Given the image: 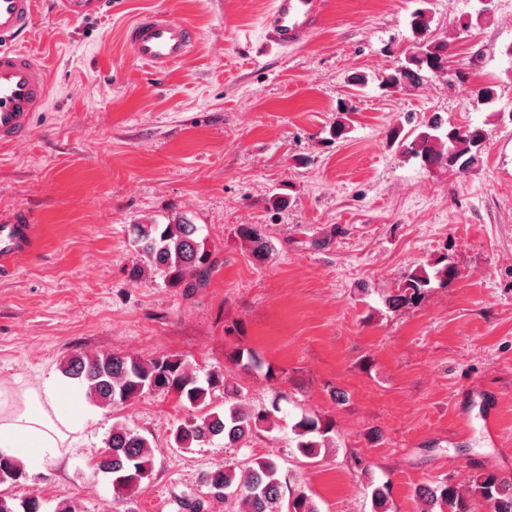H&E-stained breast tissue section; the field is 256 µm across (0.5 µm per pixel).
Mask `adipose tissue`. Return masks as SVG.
<instances>
[{"label":"adipose tissue","instance_id":"adipose-tissue-1","mask_svg":"<svg viewBox=\"0 0 512 512\" xmlns=\"http://www.w3.org/2000/svg\"><path fill=\"white\" fill-rule=\"evenodd\" d=\"M83 396V389L55 376L10 397L0 390V456L22 460L37 472L44 459L67 453L84 422L65 413L62 401Z\"/></svg>","mask_w":512,"mask_h":512}]
</instances>
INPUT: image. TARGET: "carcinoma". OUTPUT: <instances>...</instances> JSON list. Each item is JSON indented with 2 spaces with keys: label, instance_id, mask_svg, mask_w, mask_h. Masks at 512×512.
<instances>
[{
  "label": "carcinoma",
  "instance_id": "1",
  "mask_svg": "<svg viewBox=\"0 0 512 512\" xmlns=\"http://www.w3.org/2000/svg\"><path fill=\"white\" fill-rule=\"evenodd\" d=\"M431 23L432 17L424 8L411 14L409 25L415 41L404 59L380 77L382 88H418L448 70V42L431 35ZM496 103V92L491 86L475 93L479 110L498 115ZM350 122L349 108L339 104L330 134L341 137ZM407 123L411 120L390 128L389 144L403 157L419 161L422 168L465 173L481 162L486 141L483 128L468 124L462 131L438 113L408 130ZM198 232V225L186 216L175 217L166 224L133 225V242L143 265L133 266L130 275L139 276L147 266L171 287H205L217 261L198 241ZM236 233L258 257L273 251L270 241L253 224L239 225ZM455 275L448 255L441 254L409 271L401 287L385 299V305L394 310L415 306L433 288V283L445 285ZM62 372L83 387L89 400L105 408L130 404L147 392L176 393L188 409L187 417L173 432L174 442L180 448L205 444L217 437L224 439V447L239 448L257 432L270 427L274 413L280 411L276 402L269 408L245 407L239 391L228 388L224 371L207 373L201 383L180 358L169 354H76L64 362ZM219 389L224 390V409L220 412L210 409L212 395ZM333 431L332 421L305 414L293 426L295 448L303 457L314 459L328 446ZM107 448L108 455L92 461L93 469L110 478L115 493L133 495L153 471L149 441L126 426H114ZM25 477L18 461L0 458V486L16 488ZM204 483L208 495L239 501L238 512H320L305 492L289 489L278 462L270 457L250 464L219 466L205 474ZM469 489L470 496L486 503L487 512H512V478L485 471L471 477ZM415 494L421 503L420 512H471L467 499L446 479L421 484ZM0 512H42V501L35 495L1 492Z\"/></svg>",
  "mask_w": 512,
  "mask_h": 512
}]
</instances>
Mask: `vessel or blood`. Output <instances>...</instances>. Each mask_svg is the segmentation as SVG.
<instances>
[{
	"mask_svg": "<svg viewBox=\"0 0 512 512\" xmlns=\"http://www.w3.org/2000/svg\"><path fill=\"white\" fill-rule=\"evenodd\" d=\"M38 0H0V145L25 137L35 112L46 104L48 80L42 66L14 47V40L31 26ZM64 15L88 18L103 0H56ZM327 9V0H272L267 36L280 47L308 41ZM125 40L140 61L164 71L192 51L196 33L168 15L146 13L131 22ZM35 226L28 212L18 210L0 217V272L14 268L32 253Z\"/></svg>",
	"mask_w": 512,
	"mask_h": 512,
	"instance_id": "b4317fda",
	"label": "vessel or blood"
}]
</instances>
